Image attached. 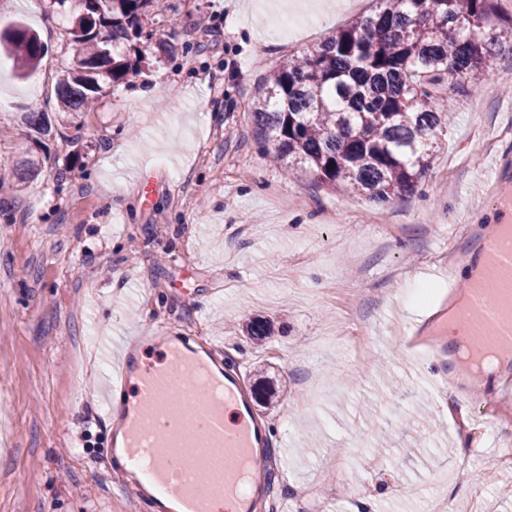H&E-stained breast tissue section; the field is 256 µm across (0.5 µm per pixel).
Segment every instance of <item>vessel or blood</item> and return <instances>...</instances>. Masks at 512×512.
Instances as JSON below:
<instances>
[{"label":"vessel or blood","mask_w":512,"mask_h":512,"mask_svg":"<svg viewBox=\"0 0 512 512\" xmlns=\"http://www.w3.org/2000/svg\"><path fill=\"white\" fill-rule=\"evenodd\" d=\"M461 263L479 262L482 277L469 284L462 311L478 350L512 349V229L480 239ZM139 343L156 345L160 358L135 366L122 349L105 383V398L133 392L116 428L122 440L109 451L112 465L129 471L150 456L146 479L128 485L156 512H251L247 482L262 468L265 429L239 398L242 374L204 356L182 336L146 331ZM235 420H228V413Z\"/></svg>","instance_id":"obj_1"}]
</instances>
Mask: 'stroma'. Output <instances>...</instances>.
<instances>
[{
    "instance_id": "1",
    "label": "stroma",
    "mask_w": 512,
    "mask_h": 512,
    "mask_svg": "<svg viewBox=\"0 0 512 512\" xmlns=\"http://www.w3.org/2000/svg\"><path fill=\"white\" fill-rule=\"evenodd\" d=\"M300 0H149L145 59L37 151L38 175L0 194V512H148L114 477V415L100 397L114 337L162 323L200 336L229 362L267 363L269 402L243 398L270 433L265 483L293 512H512V422H492L469 393L484 384L453 352L430 362L414 325L448 293L425 268L448 236L474 249L507 221L490 178L512 155V54L458 99L421 192L376 206L286 177L262 150L250 111L258 84L288 55L374 8L303 15ZM34 29L47 47L19 76L0 46V174L28 137L26 106L55 109L73 19L51 0H0V32ZM171 42V53L157 40ZM264 317L273 336L244 334ZM368 327L377 361L361 374L342 336ZM483 451L461 456L459 418ZM491 471L481 504L459 492L460 462ZM318 484V503L297 497Z\"/></svg>"
}]
</instances>
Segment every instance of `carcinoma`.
Returning <instances> with one entry per match:
<instances>
[{
	"instance_id": "1",
	"label": "carcinoma",
	"mask_w": 512,
	"mask_h": 512,
	"mask_svg": "<svg viewBox=\"0 0 512 512\" xmlns=\"http://www.w3.org/2000/svg\"><path fill=\"white\" fill-rule=\"evenodd\" d=\"M378 7L312 49L287 57L263 79L252 103L257 138L290 176L311 175L330 190L381 204L413 193L448 131L456 98L512 51V18L495 0H377ZM80 20L69 30L72 65L55 85L60 112H85L100 93L143 63L130 55L147 0H54ZM26 72L42 60L40 36L18 24L3 33ZM24 121L42 147L49 112ZM25 150L12 176L37 171Z\"/></svg>"
}]
</instances>
